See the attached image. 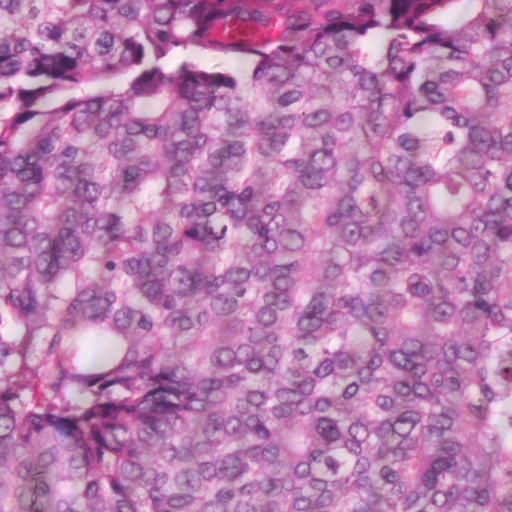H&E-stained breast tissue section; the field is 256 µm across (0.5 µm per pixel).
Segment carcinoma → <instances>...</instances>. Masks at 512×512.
I'll use <instances>...</instances> for the list:
<instances>
[{"label":"carcinoma","mask_w":512,"mask_h":512,"mask_svg":"<svg viewBox=\"0 0 512 512\" xmlns=\"http://www.w3.org/2000/svg\"><path fill=\"white\" fill-rule=\"evenodd\" d=\"M263 2L0 0V512H512V0Z\"/></svg>","instance_id":"1"}]
</instances>
